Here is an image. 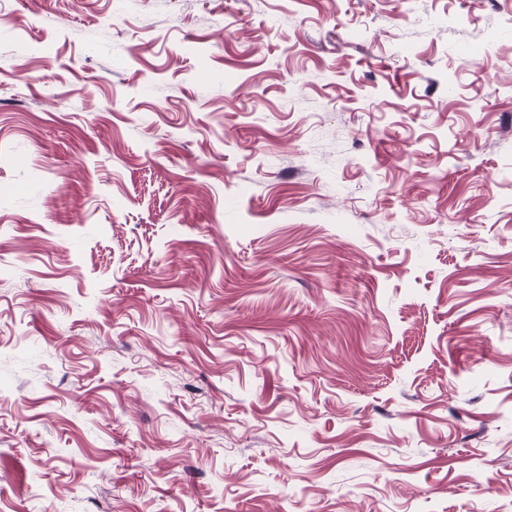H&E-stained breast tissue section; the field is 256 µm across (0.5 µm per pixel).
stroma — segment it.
I'll return each instance as SVG.
<instances>
[{
  "label": "stroma",
  "mask_w": 512,
  "mask_h": 512,
  "mask_svg": "<svg viewBox=\"0 0 512 512\" xmlns=\"http://www.w3.org/2000/svg\"><path fill=\"white\" fill-rule=\"evenodd\" d=\"M0 8V512L512 505V0Z\"/></svg>",
  "instance_id": "obj_1"
}]
</instances>
